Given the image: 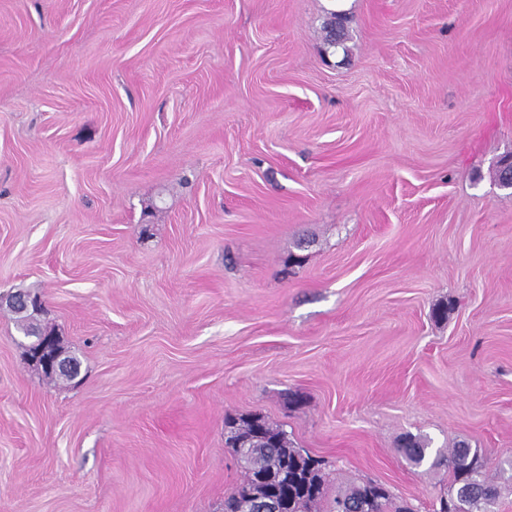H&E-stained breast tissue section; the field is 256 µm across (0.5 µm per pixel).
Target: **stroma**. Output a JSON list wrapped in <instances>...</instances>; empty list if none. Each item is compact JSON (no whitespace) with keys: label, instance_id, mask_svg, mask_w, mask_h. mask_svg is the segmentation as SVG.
<instances>
[{"label":"stroma","instance_id":"35a3bbf8","mask_svg":"<svg viewBox=\"0 0 512 512\" xmlns=\"http://www.w3.org/2000/svg\"><path fill=\"white\" fill-rule=\"evenodd\" d=\"M0 0V512H224L259 413L328 491L512 459V0ZM447 304L448 315L434 310ZM25 297L30 300L33 297L27 292H16L11 295V298L6 303V307L16 315V321L18 328L26 336H38L37 340L29 346L27 350V359L33 365L41 371L52 372L55 369L69 367L68 361L63 360V354L58 349L55 334L44 332H53L43 328L38 322L36 311L32 306L25 305L18 301ZM399 448L407 460L419 465L428 455L429 442L420 437L406 435L400 439Z\"/></svg>","mask_w":512,"mask_h":512}]
</instances>
